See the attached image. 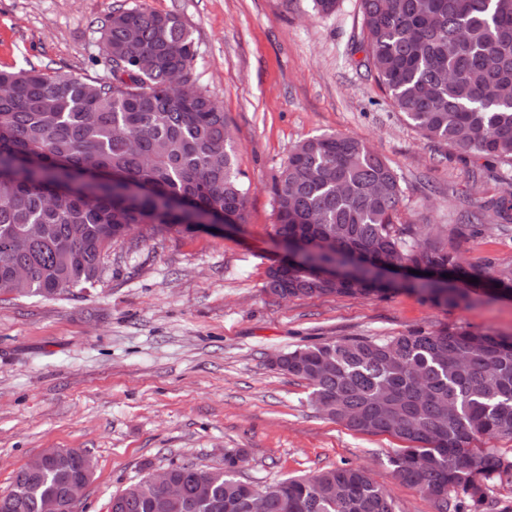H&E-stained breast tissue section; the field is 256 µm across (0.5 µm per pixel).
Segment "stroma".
Listing matches in <instances>:
<instances>
[{"label":"stroma","mask_w":512,"mask_h":512,"mask_svg":"<svg viewBox=\"0 0 512 512\" xmlns=\"http://www.w3.org/2000/svg\"><path fill=\"white\" fill-rule=\"evenodd\" d=\"M140 5L178 15L196 46L192 74L220 102L236 136L247 189L244 223L152 235L133 228L105 258L91 292L55 299L0 295V492L52 448H83L96 469L80 504L106 512L113 493L179 463L219 468L245 452L242 474L268 484L341 465L364 467L397 512H438L400 484L388 435L348 430L313 406L277 354L348 337L463 328L512 336V297L436 305L398 289L385 296L281 300L265 290L283 257L271 187L301 141L349 134L393 167L400 223L449 230L471 265L512 266V227L472 214L512 186L423 138L363 66L358 0L317 13L312 0H0V70L102 76L100 26Z\"/></svg>","instance_id":"1"}]
</instances>
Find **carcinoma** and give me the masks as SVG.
<instances>
[{
	"label": "carcinoma",
	"instance_id": "cac0c4a2",
	"mask_svg": "<svg viewBox=\"0 0 512 512\" xmlns=\"http://www.w3.org/2000/svg\"><path fill=\"white\" fill-rule=\"evenodd\" d=\"M364 66L392 108L421 135L512 167V0H359ZM101 39L112 80L42 70H0V295L53 299L88 289L105 256L135 226L162 233L224 212L244 222L246 191L223 107L192 78L189 27L174 14L119 8ZM186 70L169 91L171 71ZM276 236L301 245L298 265L271 267L265 289L281 298L382 296L381 265L408 269L404 285L455 306L480 289L512 295V267L464 263L440 233L396 223L403 190L394 169L361 139L323 134L300 142L273 187ZM502 228L512 197L482 206ZM359 256L350 280L321 278ZM450 274L451 278L444 277ZM477 278L471 283L469 279ZM282 372L307 382L313 405L347 429L406 443L387 462L396 480L440 512H494L491 487L512 486V456L473 443L512 439V336L460 328L385 339L339 338L287 352ZM68 463L19 470L0 512H43L69 481ZM241 450L224 467L171 466L179 502L145 484L112 498V512H251ZM267 512H396L362 468L340 466L259 487Z\"/></svg>",
	"mask_w": 512,
	"mask_h": 512
}]
</instances>
